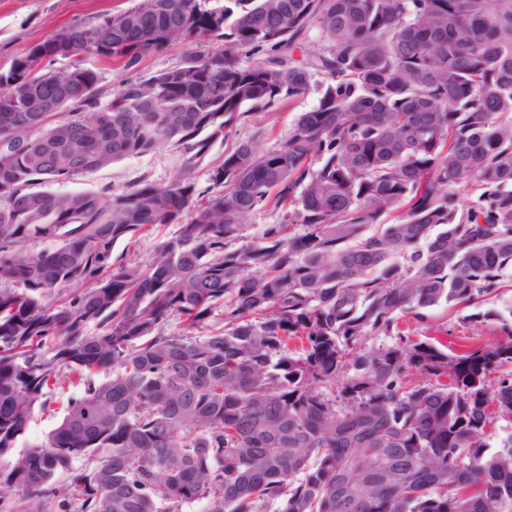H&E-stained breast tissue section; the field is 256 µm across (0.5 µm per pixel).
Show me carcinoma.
<instances>
[{"label":"carcinoma","mask_w":512,"mask_h":512,"mask_svg":"<svg viewBox=\"0 0 512 512\" xmlns=\"http://www.w3.org/2000/svg\"><path fill=\"white\" fill-rule=\"evenodd\" d=\"M209 2L61 28L84 56L56 112L34 111L52 37L0 76V512H512V435L484 442L512 416V343L450 353L398 326L512 268V0ZM175 45L208 52L101 103L88 59L132 72ZM312 85L285 137L236 142L200 187L212 142ZM167 147L166 184L44 189ZM270 203L280 222L250 232ZM173 224L146 262L114 255ZM77 387H70L69 391L56 396V403H51L54 410L42 412L37 410L29 422L26 432L18 443V448H25L29 444L44 441L49 432L58 424L64 414L66 398L70 393H76Z\"/></svg>","instance_id":"carcinoma-1"}]
</instances>
